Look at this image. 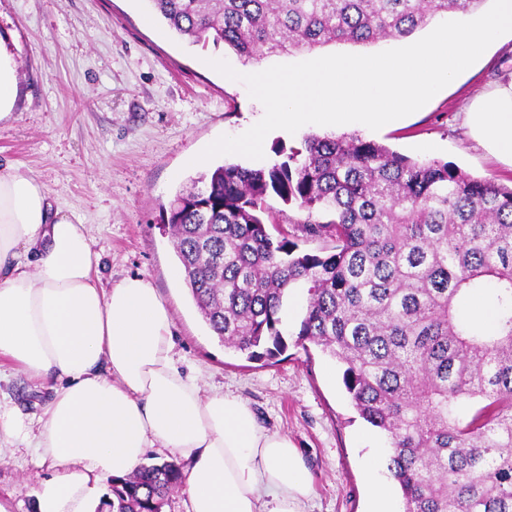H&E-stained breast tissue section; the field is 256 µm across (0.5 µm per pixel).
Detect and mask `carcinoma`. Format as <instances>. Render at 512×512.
I'll use <instances>...</instances> for the list:
<instances>
[{
  "instance_id": "obj_1",
  "label": "carcinoma",
  "mask_w": 512,
  "mask_h": 512,
  "mask_svg": "<svg viewBox=\"0 0 512 512\" xmlns=\"http://www.w3.org/2000/svg\"><path fill=\"white\" fill-rule=\"evenodd\" d=\"M148 2L177 34L249 63L406 38L485 0ZM197 182L161 221L224 347L281 355L284 302L305 288L298 341L344 366L354 408L387 435L403 512H512V188L358 133L308 134L269 167L227 163ZM272 196L302 214L276 237L262 220ZM485 292L489 329L462 315ZM184 480L174 461L142 464L111 479L97 512H160Z\"/></svg>"
}]
</instances>
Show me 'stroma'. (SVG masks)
Returning a JSON list of instances; mask_svg holds the SVG:
<instances>
[{"instance_id": "stroma-1", "label": "stroma", "mask_w": 512, "mask_h": 512, "mask_svg": "<svg viewBox=\"0 0 512 512\" xmlns=\"http://www.w3.org/2000/svg\"><path fill=\"white\" fill-rule=\"evenodd\" d=\"M146 0H0V32L11 34L19 85L0 121V168L36 176L52 205L86 225L112 285L143 275L174 318L175 358L198 374L204 391L240 397L258 422L299 449L312 477L308 512H363L364 463L389 459L386 435L361 419L340 363L297 340L306 292L288 298V344L271 363L224 347L195 305L173 239L160 220L200 174L191 160L223 135L257 123L262 105L246 86L210 67L239 62L229 48L199 46L148 15ZM512 75V40L492 46L465 82L443 89L402 122L365 138L415 160L435 159L477 178L512 185V165L476 142L464 125L473 93ZM51 398L37 381L0 369V402L17 408L31 430ZM50 460L16 445L0 455V498L13 512H34L33 492Z\"/></svg>"}]
</instances>
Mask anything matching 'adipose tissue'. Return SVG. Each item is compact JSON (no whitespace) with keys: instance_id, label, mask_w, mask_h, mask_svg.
Listing matches in <instances>:
<instances>
[{"instance_id":"1","label":"adipose tissue","mask_w":512,"mask_h":512,"mask_svg":"<svg viewBox=\"0 0 512 512\" xmlns=\"http://www.w3.org/2000/svg\"><path fill=\"white\" fill-rule=\"evenodd\" d=\"M466 123L512 164V79L477 93ZM99 265L79 218L34 176L0 170V366L53 390L34 434L0 406V449L26 442L53 463L36 512H95L100 480L150 448L184 462L187 512H304L313 488L294 443L238 397L204 393L175 363L174 318L151 281L106 288Z\"/></svg>"}]
</instances>
